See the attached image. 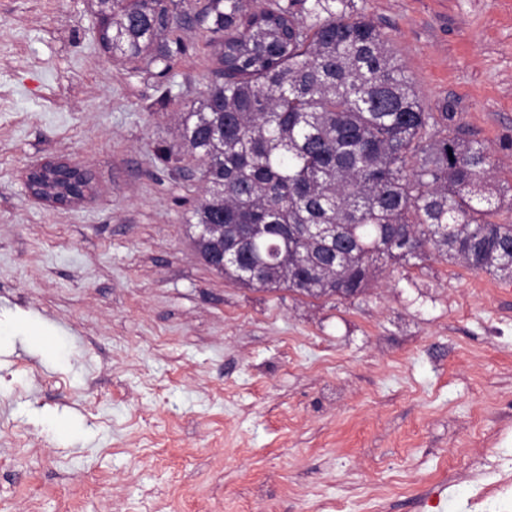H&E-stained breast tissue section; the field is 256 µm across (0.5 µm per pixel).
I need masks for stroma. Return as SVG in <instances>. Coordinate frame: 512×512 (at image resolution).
<instances>
[{
  "label": "stroma",
  "instance_id": "stroma-1",
  "mask_svg": "<svg viewBox=\"0 0 512 512\" xmlns=\"http://www.w3.org/2000/svg\"><path fill=\"white\" fill-rule=\"evenodd\" d=\"M427 111L455 112L512 188V0H356ZM93 0H0V320L68 358L0 354V512H512V279L440 257L343 299L226 281L164 162L214 68L181 29L166 76L99 45ZM87 169L33 201V164ZM86 169L68 162H49L30 167L25 184L31 197L56 206H70L83 198L89 186ZM16 336H41L44 348L50 346L59 347L50 334L46 332L36 321L25 319L23 321H2L0 320V353L9 352L14 347V339Z\"/></svg>",
  "mask_w": 512,
  "mask_h": 512
}]
</instances>
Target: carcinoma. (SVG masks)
Masks as SVG:
<instances>
[{"instance_id":"1","label":"carcinoma","mask_w":512,"mask_h":512,"mask_svg":"<svg viewBox=\"0 0 512 512\" xmlns=\"http://www.w3.org/2000/svg\"><path fill=\"white\" fill-rule=\"evenodd\" d=\"M190 0H97L105 49L148 71L172 68L170 36ZM216 67L179 116V147L204 196L188 223L198 251L250 224L224 277L311 298L365 291L379 263L434 252L512 277L505 190L456 113L425 110L414 80L354 0H208ZM224 224V237L203 232ZM334 224L332 259L307 231Z\"/></svg>"}]
</instances>
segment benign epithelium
Listing matches in <instances>:
<instances>
[{"instance_id": "benign-epithelium-1", "label": "benign epithelium", "mask_w": 512, "mask_h": 512, "mask_svg": "<svg viewBox=\"0 0 512 512\" xmlns=\"http://www.w3.org/2000/svg\"><path fill=\"white\" fill-rule=\"evenodd\" d=\"M25 184L31 197L66 207L83 198L89 186L86 169L68 162H49L30 167Z\"/></svg>"}]
</instances>
